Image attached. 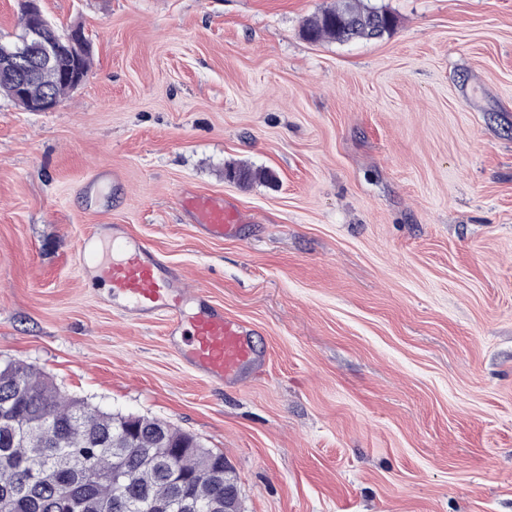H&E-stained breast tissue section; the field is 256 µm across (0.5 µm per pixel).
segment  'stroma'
<instances>
[{"label":"stroma","instance_id":"35a3bbf8","mask_svg":"<svg viewBox=\"0 0 512 512\" xmlns=\"http://www.w3.org/2000/svg\"><path fill=\"white\" fill-rule=\"evenodd\" d=\"M335 3L40 0L93 65L51 112L0 94V362L223 453L241 512H512V0H371L388 35L308 41ZM94 230L252 326L257 362L194 373L81 268ZM173 201L196 228L213 240L236 238L247 222L245 212L225 202L222 195L181 189Z\"/></svg>","mask_w":512,"mask_h":512}]
</instances>
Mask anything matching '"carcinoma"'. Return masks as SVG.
Returning <instances> with one entry per match:
<instances>
[{"mask_svg": "<svg viewBox=\"0 0 512 512\" xmlns=\"http://www.w3.org/2000/svg\"><path fill=\"white\" fill-rule=\"evenodd\" d=\"M394 18L365 0H337L336 6L307 20L303 33L313 42L339 43L383 37ZM90 49L77 59L61 58L43 67L25 87L0 74V93L24 109L27 101L51 94L61 102L74 89L66 73L88 74ZM127 416L104 411L63 394L47 377L21 362L0 363V512H184L173 493L188 473V491L210 498L208 473L224 454L204 447L190 434L159 419L140 417L142 430H123ZM164 425L163 444L153 428ZM189 446L188 453L169 456Z\"/></svg>", "mask_w": 512, "mask_h": 512, "instance_id": "carcinoma-1", "label": "carcinoma"}]
</instances>
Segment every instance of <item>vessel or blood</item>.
I'll list each match as a JSON object with an SVG mask.
<instances>
[{"label": "vessel or blood", "instance_id": "vessel-or-blood-1", "mask_svg": "<svg viewBox=\"0 0 512 512\" xmlns=\"http://www.w3.org/2000/svg\"><path fill=\"white\" fill-rule=\"evenodd\" d=\"M173 201L196 228L213 240L237 237L247 221L244 211L217 194L182 189ZM79 261L93 263L97 277L133 315H165L169 336L184 340L180 348L184 361L208 380L221 383L234 379L253 361L255 350L248 327L210 303L199 304L194 313H185L186 290L173 271L155 259L149 247L123 248L108 258L87 239L80 246Z\"/></svg>", "mask_w": 512, "mask_h": 512}]
</instances>
